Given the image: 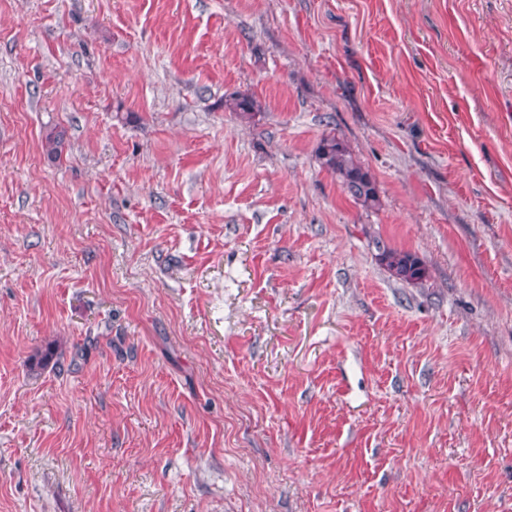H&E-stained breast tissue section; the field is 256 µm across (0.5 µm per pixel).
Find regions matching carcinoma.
Returning a JSON list of instances; mask_svg holds the SVG:
<instances>
[{"mask_svg": "<svg viewBox=\"0 0 512 512\" xmlns=\"http://www.w3.org/2000/svg\"><path fill=\"white\" fill-rule=\"evenodd\" d=\"M229 108L240 116L247 117L255 112L257 102L248 94H237L231 99ZM64 136V131L56 128L46 133L43 147L50 158H60ZM317 158L321 167L336 176L344 191L353 199L365 205L378 203V191L373 177L356 160L344 142L334 136L323 137L318 146ZM382 261L391 275L400 281L415 283L426 277L422 260L410 251L387 250L382 253Z\"/></svg>", "mask_w": 512, "mask_h": 512, "instance_id": "cac0c4a2", "label": "carcinoma"}]
</instances>
